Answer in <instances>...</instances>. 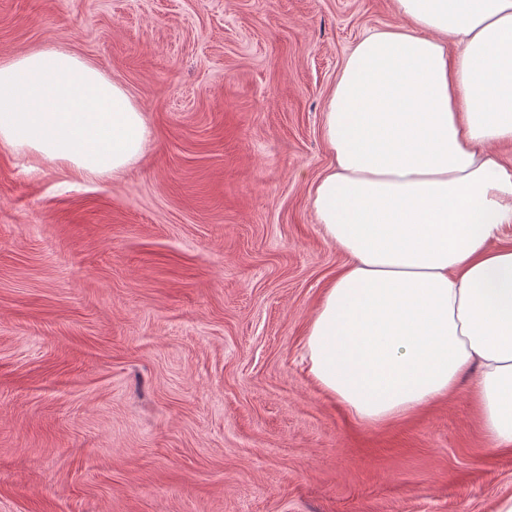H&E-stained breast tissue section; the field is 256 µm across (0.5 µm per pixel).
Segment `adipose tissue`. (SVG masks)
Instances as JSON below:
<instances>
[{
	"label": "adipose tissue",
	"mask_w": 512,
	"mask_h": 512,
	"mask_svg": "<svg viewBox=\"0 0 512 512\" xmlns=\"http://www.w3.org/2000/svg\"><path fill=\"white\" fill-rule=\"evenodd\" d=\"M401 25L349 53L324 109L310 204L348 261L309 323L316 383L382 424L473 373L485 436L512 447V0H392ZM148 139L128 92L52 46L0 64V144L117 174Z\"/></svg>",
	"instance_id": "ef3b65f1"
}]
</instances>
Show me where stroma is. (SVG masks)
I'll list each match as a JSON object with an SVG mask.
<instances>
[{
	"mask_svg": "<svg viewBox=\"0 0 512 512\" xmlns=\"http://www.w3.org/2000/svg\"><path fill=\"white\" fill-rule=\"evenodd\" d=\"M391 0H0V62L69 50L151 139L116 178L0 145V512H497L512 449L456 395L367 424L313 381L347 258L309 189Z\"/></svg>",
	"mask_w": 512,
	"mask_h": 512,
	"instance_id": "stroma-1",
	"label": "stroma"
}]
</instances>
